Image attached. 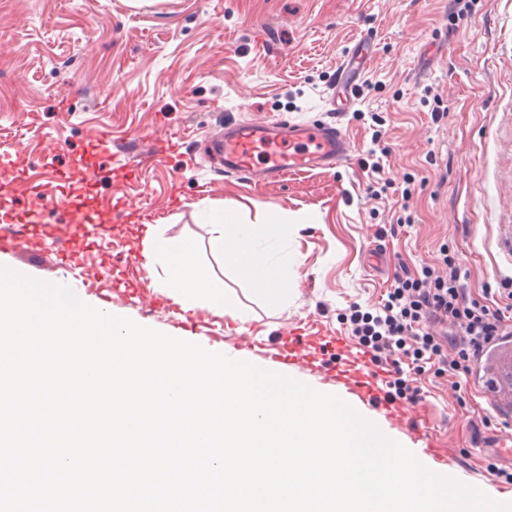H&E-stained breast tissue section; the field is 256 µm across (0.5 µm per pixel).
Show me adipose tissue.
I'll use <instances>...</instances> for the list:
<instances>
[{
	"label": "adipose tissue",
	"mask_w": 512,
	"mask_h": 512,
	"mask_svg": "<svg viewBox=\"0 0 512 512\" xmlns=\"http://www.w3.org/2000/svg\"><path fill=\"white\" fill-rule=\"evenodd\" d=\"M206 219L211 227L210 249L225 266L256 283L269 304L287 302L288 291L283 287L288 279L287 266L269 271L265 256L254 247L258 238L278 237L287 226L286 220L241 224L215 206L209 207ZM143 257L146 267L161 269L163 288L175 303L221 312L244 324L250 322V314L238 306L224 282L197 262L191 243L158 232L144 248Z\"/></svg>",
	"instance_id": "adipose-tissue-1"
}]
</instances>
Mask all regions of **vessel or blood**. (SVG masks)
I'll return each instance as SVG.
<instances>
[{"mask_svg": "<svg viewBox=\"0 0 512 512\" xmlns=\"http://www.w3.org/2000/svg\"><path fill=\"white\" fill-rule=\"evenodd\" d=\"M215 144L224 158L226 173L259 181H278L292 173L334 168L344 163L352 152L347 134L336 124L328 122L286 124L270 119L230 124L225 126ZM171 148V140L165 139L159 142L157 149L135 156L127 168V177H136L143 163L161 162ZM86 218L82 209L71 208L68 224L53 228L52 233L61 239L76 238L82 232ZM140 218L138 210L122 202L99 211L97 224L108 230L112 225ZM12 224L10 211L0 212V249L16 253L30 245L32 234L28 231L15 232ZM238 346L241 350L252 352L255 365L260 367L269 360L288 367H312L316 364L314 350L320 349L336 357L348 349L342 337L334 336L326 342L322 337L305 336L293 328L282 331L277 341V351L272 355L255 348L246 336L240 337ZM368 368L369 363L365 360L355 368L340 365L336 368V378L348 393L366 400L372 395L367 384ZM480 392L501 420L507 423L512 421V353L502 359L495 371L487 374L486 384ZM386 416L394 424L412 431L424 453H436L437 446L432 434L420 425L417 407L395 403L387 408Z\"/></svg>", "mask_w": 512, "mask_h": 512, "instance_id": "1", "label": "vessel or blood"}]
</instances>
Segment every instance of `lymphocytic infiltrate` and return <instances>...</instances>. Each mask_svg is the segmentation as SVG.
<instances>
[{
  "instance_id": "f902f5d3",
  "label": "lymphocytic infiltrate",
  "mask_w": 512,
  "mask_h": 512,
  "mask_svg": "<svg viewBox=\"0 0 512 512\" xmlns=\"http://www.w3.org/2000/svg\"><path fill=\"white\" fill-rule=\"evenodd\" d=\"M506 297L502 309L466 299L453 265L444 278L427 267L414 275L401 265L375 311L353 306L351 332L360 355L388 375L389 400L415 402L420 393L409 375L430 367L438 375L468 378L500 337L512 336V291Z\"/></svg>"
}]
</instances>
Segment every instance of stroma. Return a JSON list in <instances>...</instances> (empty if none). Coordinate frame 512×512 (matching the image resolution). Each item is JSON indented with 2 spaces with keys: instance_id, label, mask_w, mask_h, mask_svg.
Returning a JSON list of instances; mask_svg holds the SVG:
<instances>
[{
  "instance_id": "1",
  "label": "stroma",
  "mask_w": 512,
  "mask_h": 512,
  "mask_svg": "<svg viewBox=\"0 0 512 512\" xmlns=\"http://www.w3.org/2000/svg\"><path fill=\"white\" fill-rule=\"evenodd\" d=\"M372 57L344 116L330 110L347 53ZM385 135L373 140V115ZM283 118L339 121L353 144L334 169L274 183L226 174L212 151L225 124ZM156 131L174 140L160 164L125 182L126 157L94 150ZM0 184L15 213L39 209L63 225L70 184L97 154L89 208L142 203L143 222L115 225L81 242L74 262L57 260L54 236L30 257L0 251V265L69 285L103 305L211 351L235 353L236 331L213 342L210 312L192 328L177 314L149 312L161 270L137 255L149 234L196 242L198 259L253 319L251 338L275 344L289 326L351 335L349 307L380 303L394 269L440 267L447 247L467 294L505 303L512 286V0H0ZM379 161L373 173L368 159ZM392 183L379 191V179ZM181 204H173L172 193ZM242 224L283 213L292 221L259 245L271 266L288 263V301L270 306L251 281L209 249L204 205ZM398 232L378 241L379 228ZM455 377L417 376L424 423L443 446L434 469L512 502L478 448L500 424L472 388L458 404Z\"/></svg>"
}]
</instances>
